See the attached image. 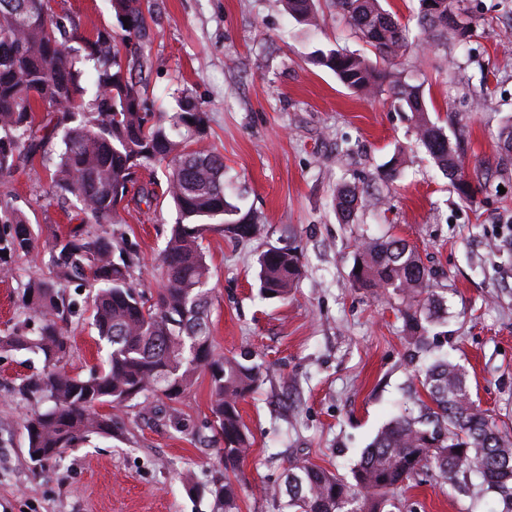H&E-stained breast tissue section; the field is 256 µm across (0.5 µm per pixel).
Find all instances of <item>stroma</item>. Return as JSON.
<instances>
[{"mask_svg": "<svg viewBox=\"0 0 512 512\" xmlns=\"http://www.w3.org/2000/svg\"><path fill=\"white\" fill-rule=\"evenodd\" d=\"M150 90L159 111L189 95L208 115L202 147L224 156L228 201L251 214L252 238L207 233L209 323L218 353H250L262 365L258 390L240 403L251 442L239 478L238 512H279L264 491L301 459L347 477L377 432L426 396L421 372L444 354L468 373L481 409L512 434V151L499 131L512 115V0H465L473 17L468 48L412 42L385 67L390 81L366 93L345 88L316 51L372 49L355 36L333 0H318L316 25L296 23L282 0H153ZM57 13L79 20L83 35L116 26L109 0H54ZM421 86L431 119L463 138L466 174L479 185L462 202L449 179L416 143L415 118L398 109L393 82ZM400 178L377 173L391 158ZM154 181L152 206L129 203L112 225L140 262L138 288L160 286L158 257L176 210L165 196L166 169L140 171ZM356 189L363 207L354 223H338L333 200ZM42 164L0 178V195L39 235L36 249L0 277V330L36 332L22 303L29 279H53L46 247L53 234L79 227L72 205L50 194ZM398 237L431 270L442 301L427 349L406 326L397 298L378 297L348 278L355 246ZM297 250L303 276L287 300L258 293L257 258L269 247ZM66 368L86 373L104 358L90 313L67 326ZM28 352H0V512H214L191 487L221 476L209 378L178 402L150 412L125 410L126 429L67 449L61 465L35 466L26 421L38 405L13 392L39 373ZM477 477L450 484L415 475L394 512H506Z\"/></svg>", "mask_w": 512, "mask_h": 512, "instance_id": "1", "label": "stroma"}]
</instances>
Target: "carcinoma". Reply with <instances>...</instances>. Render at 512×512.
I'll use <instances>...</instances> for the list:
<instances>
[{
    "label": "carcinoma",
    "mask_w": 512,
    "mask_h": 512,
    "mask_svg": "<svg viewBox=\"0 0 512 512\" xmlns=\"http://www.w3.org/2000/svg\"><path fill=\"white\" fill-rule=\"evenodd\" d=\"M426 2L418 0V37L467 45L472 25L463 0H438L434 12L425 9ZM285 8L299 23L317 21L315 0H285ZM336 8L379 58L408 48L410 29L380 0H336ZM112 11L126 15L124 35L96 27L86 37L78 22L54 12L45 0H0V176L24 170L39 157L53 168L52 195L76 203L92 224H112L128 196L148 205L156 199L151 184L138 183V172L166 163L165 194L178 220L160 254L162 286L150 297L138 290L132 281L136 253L105 231L76 228L55 235L49 242L55 280L31 279L23 291L24 308L38 317L39 329L33 335L20 327L1 333L0 351H32L43 359L42 371L14 388L22 400L49 402L25 426L28 456L39 466L59 464L65 449L92 436L112 437L120 429L114 411L145 407L156 398L178 401L200 373H208L217 428L213 438L222 444L218 454L224 466V477L208 492L216 512H236L238 473L250 447L239 403L258 388L261 366L248 353L239 360L216 352L202 239L210 231L245 239L255 224L226 199L224 157L198 146L207 132V113L186 95L178 98L175 112H151L150 0H112ZM70 40L80 41L92 62L89 98L66 47ZM316 63L350 90L368 91L387 78L377 64L344 48L317 52ZM393 94L399 108L417 117L418 144L459 198L474 200L478 188L461 171L444 126L430 119L420 87L399 83ZM38 111L53 119L36 124ZM361 203L356 190H339V220L352 221ZM0 223L9 225L0 232V271L7 273L14 258L36 248L37 237L25 216L2 197ZM301 273L296 251H264L257 271L261 296L286 298ZM348 277L358 288L401 298L406 324L425 335L422 314L434 303L431 271L404 240L361 244ZM77 279L93 289L87 299L107 352L83 376L64 369L71 343L63 324L76 314L77 300L62 287ZM423 386L434 407L390 421L363 451L352 479L305 461L290 463L283 484L273 491L282 512H385L405 482L430 467L450 480L475 473L485 492L512 497V438L472 399L463 369L439 359L426 369ZM103 404L111 412L100 413Z\"/></svg>",
    "instance_id": "obj_1"
}]
</instances>
